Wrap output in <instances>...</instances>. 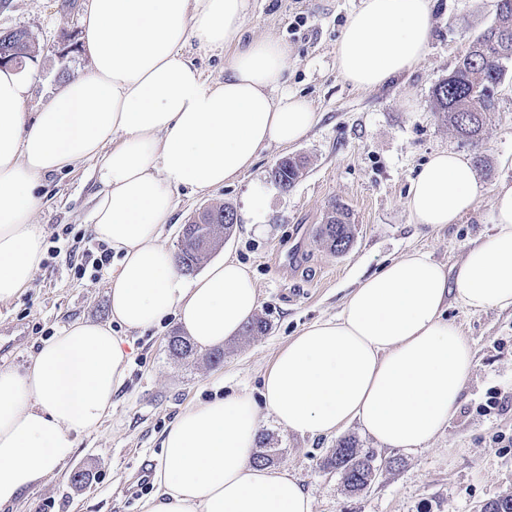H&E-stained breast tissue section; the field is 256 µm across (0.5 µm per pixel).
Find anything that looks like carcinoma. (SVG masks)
Masks as SVG:
<instances>
[{"instance_id":"obj_1","label":"carcinoma","mask_w":512,"mask_h":512,"mask_svg":"<svg viewBox=\"0 0 512 512\" xmlns=\"http://www.w3.org/2000/svg\"><path fill=\"white\" fill-rule=\"evenodd\" d=\"M33 46L32 36L25 29L14 28L7 33L0 30V58H7L9 63H22ZM509 61H512V0H498L495 21L468 44L452 72L433 89L436 111L445 114L448 126L463 139L471 143L478 141L486 115L497 110V89L506 77ZM300 169V163L290 159L272 177L286 190L299 177ZM204 219L212 236L205 240L199 238L196 225L184 231L177 257L185 273L193 272L210 250L230 236L237 217L231 207L222 205L208 209ZM320 233L331 250L341 253L348 249L352 230L344 207L332 208ZM168 351L181 359L196 353L191 340L176 332L168 339ZM327 466L336 470L346 489L354 493L367 489L376 472L373 456L357 448L352 439L338 442L327 459Z\"/></svg>"}]
</instances>
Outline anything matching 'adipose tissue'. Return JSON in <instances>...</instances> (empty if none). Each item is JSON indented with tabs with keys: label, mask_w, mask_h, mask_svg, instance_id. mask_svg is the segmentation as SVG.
Segmentation results:
<instances>
[{
	"label": "adipose tissue",
	"mask_w": 512,
	"mask_h": 512,
	"mask_svg": "<svg viewBox=\"0 0 512 512\" xmlns=\"http://www.w3.org/2000/svg\"><path fill=\"white\" fill-rule=\"evenodd\" d=\"M250 0H84L86 74L39 112L27 84L0 69V302L27 288L43 257L33 224L44 178L96 164L88 221L112 250L111 320L77 321L45 340L21 372L0 371V508L20 501L96 430L124 385L131 346L114 326L145 331L176 318L198 349L237 336L260 307L249 269L227 258L194 280L160 243L173 192L235 183L271 146L303 139L318 115L285 91L287 48L243 42ZM434 0H361L336 42L353 87L373 89L425 56ZM234 47L224 78L205 77L188 44ZM470 161L434 153L410 188L415 223L455 224L484 193ZM492 193L494 232L455 274L411 252L363 278L333 317L304 327L246 393L198 400L163 434L154 495L144 512H312L286 469L257 464L263 422L322 436L359 424L380 445L423 449L447 426L473 365L449 302L512 307V182Z\"/></svg>",
	"instance_id": "1"
}]
</instances>
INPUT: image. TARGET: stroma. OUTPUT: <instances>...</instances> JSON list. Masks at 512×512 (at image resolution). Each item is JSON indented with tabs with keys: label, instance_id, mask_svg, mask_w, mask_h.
<instances>
[{
	"label": "stroma",
	"instance_id": "stroma-1",
	"mask_svg": "<svg viewBox=\"0 0 512 512\" xmlns=\"http://www.w3.org/2000/svg\"><path fill=\"white\" fill-rule=\"evenodd\" d=\"M360 0H251L245 38H270L289 48L285 85L305 97L319 116L292 146H271L233 185L207 191L175 190V211L160 242L176 249L182 227L204 206L227 205L237 223L212 259L231 257L252 272L260 295L257 318L265 333L224 343V360L170 356L167 340L179 325L164 322L129 332L132 361L125 385L112 399V414L97 430L78 437L73 455L5 512H142L153 484L135 481L142 463H156L164 431L197 399L237 391L259 396L262 376L288 338L315 320L339 312L356 282L386 261L417 250L454 269L467 248L493 232L491 191L512 182V77L498 91L478 144L463 142L433 108L435 85L454 69L468 40L492 24L497 0H439L429 50L410 72L385 86L358 89L336 65V42ZM79 8L65 0H8L0 29L23 28L35 53L21 73L29 82L25 109L46 106L89 60L81 47ZM67 59H60V52ZM484 157L475 171L484 194L459 223L432 228L413 223L409 191L422 164L437 151ZM304 167L289 190L271 176L283 157ZM100 189L94 163L48 177L34 217L44 234L72 228L60 254H45L29 288L0 302V336L17 337L1 370H23L42 342L76 321L110 318L106 276L73 266L93 235L86 219ZM262 193L264 205L252 199ZM349 212L353 241L342 253L322 244L319 229L333 203ZM474 351L462 401L446 429L427 448H387L358 424L341 434L301 436L267 423L263 445L278 449L276 466L293 472L313 499V512H479L512 493V308L472 312L450 303ZM355 439L378 467L366 490L348 492L324 462L340 438ZM82 482H71L75 471Z\"/></svg>",
	"mask_w": 512,
	"mask_h": 512
}]
</instances>
